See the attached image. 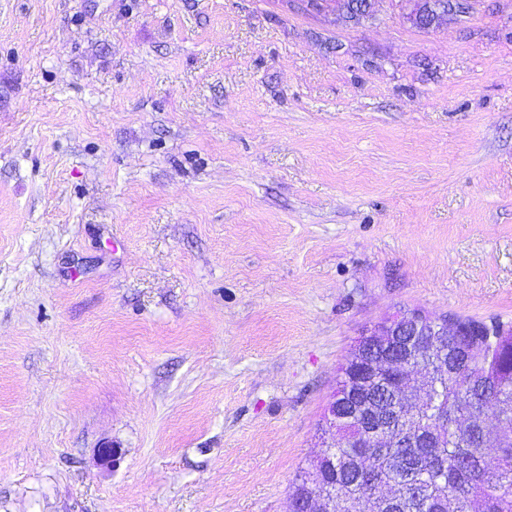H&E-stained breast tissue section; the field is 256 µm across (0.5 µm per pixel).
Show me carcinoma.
Here are the masks:
<instances>
[{
    "mask_svg": "<svg viewBox=\"0 0 512 512\" xmlns=\"http://www.w3.org/2000/svg\"><path fill=\"white\" fill-rule=\"evenodd\" d=\"M465 332L449 343L427 337L420 360L406 377L436 381L448 415L460 414L471 427L440 433L431 429L426 411L396 416L379 394L395 393L396 374L379 368L363 385L337 378L336 406L353 419L336 432V447L323 461L326 486H336L340 512H512V326L494 323L495 336L481 322L462 319ZM448 365V375L435 363ZM447 381H442V377ZM497 424L485 425L489 413ZM371 417L400 432L417 435L408 448H360L363 425ZM495 445L496 464L486 463Z\"/></svg>",
    "mask_w": 512,
    "mask_h": 512,
    "instance_id": "1",
    "label": "carcinoma"
}]
</instances>
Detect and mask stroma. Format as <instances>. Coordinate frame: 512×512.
Returning a JSON list of instances; mask_svg holds the SVG:
<instances>
[{
    "instance_id": "1",
    "label": "stroma",
    "mask_w": 512,
    "mask_h": 512,
    "mask_svg": "<svg viewBox=\"0 0 512 512\" xmlns=\"http://www.w3.org/2000/svg\"><path fill=\"white\" fill-rule=\"evenodd\" d=\"M403 309L512 324V0H0V512H290ZM407 19L421 28H431L448 13L464 12L469 0H403Z\"/></svg>"
}]
</instances>
